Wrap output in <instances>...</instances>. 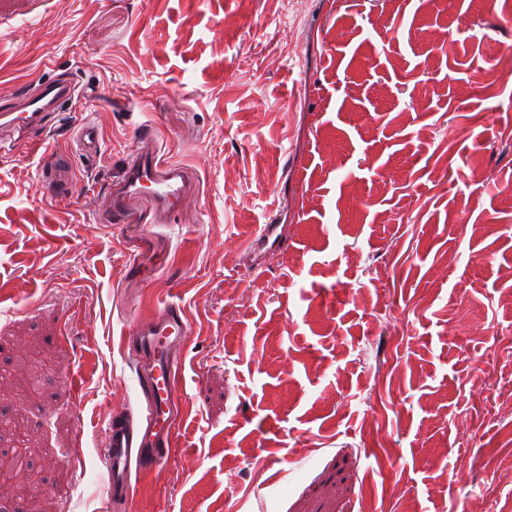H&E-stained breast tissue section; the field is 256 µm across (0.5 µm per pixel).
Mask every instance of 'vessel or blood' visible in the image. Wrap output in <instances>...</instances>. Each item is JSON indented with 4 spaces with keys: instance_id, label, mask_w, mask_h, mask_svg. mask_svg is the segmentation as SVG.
<instances>
[{
    "instance_id": "obj_1",
    "label": "vessel or blood",
    "mask_w": 512,
    "mask_h": 512,
    "mask_svg": "<svg viewBox=\"0 0 512 512\" xmlns=\"http://www.w3.org/2000/svg\"><path fill=\"white\" fill-rule=\"evenodd\" d=\"M77 94L76 82L65 73L47 81H32L21 96L0 107V155L7 153L8 141L17 137L26 139L32 148L42 149L49 116ZM42 151L40 189L55 196L70 185V160L54 150ZM186 192L181 168L164 161L155 151L140 149L127 160L111 188L112 208L124 217L134 203L146 198L153 223L161 224L168 221ZM190 334L186 317L173 303L155 307L120 334V349L136 350L146 362L137 377L147 413L138 422L132 414L124 413L106 424L101 458L108 502L128 498L134 481L151 473L175 451L181 366L172 346L186 342Z\"/></svg>"
}]
</instances>
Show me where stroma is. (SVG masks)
Instances as JSON below:
<instances>
[{
    "label": "stroma",
    "mask_w": 512,
    "mask_h": 512,
    "mask_svg": "<svg viewBox=\"0 0 512 512\" xmlns=\"http://www.w3.org/2000/svg\"><path fill=\"white\" fill-rule=\"evenodd\" d=\"M508 47L512 0H307L299 22L281 0H0V103L47 60L83 90L44 142L68 193H40L25 144L0 158V419L28 450L0 512L511 504ZM146 138L191 194L165 224L98 223ZM165 300L191 327L179 450L111 506L102 427L146 413L119 335Z\"/></svg>",
    "instance_id": "obj_1"
}]
</instances>
